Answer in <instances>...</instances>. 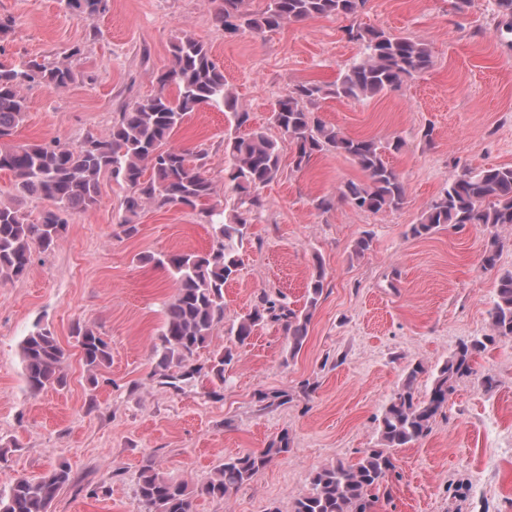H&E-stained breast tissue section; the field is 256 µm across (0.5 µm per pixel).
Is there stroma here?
<instances>
[{
    "label": "stroma",
    "instance_id": "stroma-1",
    "mask_svg": "<svg viewBox=\"0 0 512 512\" xmlns=\"http://www.w3.org/2000/svg\"><path fill=\"white\" fill-rule=\"evenodd\" d=\"M453 0H366L354 22L429 42L434 65L400 89L364 101L325 97L313 110L341 132L382 142L405 186L396 211L372 213L340 195L364 174L335 152L295 170L291 154L263 190L267 207L249 228L236 278L224 287L226 326L261 294H284L302 308L316 265L326 272L323 296L301 352L289 356L280 325L268 324L236 349L225 383L208 378L173 388L156 373L164 306L175 286L146 264L161 252L205 251L209 225L181 207H145L136 234L125 235V191L103 181L97 205L73 214L53 251L34 252L19 279H0V437L20 443L0 465V489L20 476L63 465L72 476L54 512H142L138 474L153 464L167 478L196 485L225 458L266 448L288 433L291 450L224 499L198 498L196 512H291L311 474L341 459L356 461L378 444V419L407 368L431 374L460 340L489 334L500 274L512 271V226L498 230L495 269L481 265L489 229L454 225L413 237L427 205L456 168L512 165V40L500 37L492 0H474L457 19ZM0 17L15 21L0 36V63L53 61L72 48L75 81L58 91L28 88L30 109L19 142L77 144L106 133L135 101L153 94L175 38L205 43L251 127L281 132L269 121L273 102L295 85L328 84L358 56L348 19L314 18L262 36H227L211 0H110L93 19L63 0H0ZM227 114L204 108L174 135L185 148L208 151V174L224 186ZM331 202L328 210L319 199ZM370 236L356 254L354 244ZM49 326L66 351L65 383L39 394L26 388L19 353L35 324ZM96 328L112 361L97 375L84 366L76 324ZM471 376L458 379L427 437L393 451L390 498L375 512H512V339L476 355ZM98 386H91V379ZM285 392L288 403L272 401ZM108 496L90 497L97 485Z\"/></svg>",
    "mask_w": 512,
    "mask_h": 512
}]
</instances>
